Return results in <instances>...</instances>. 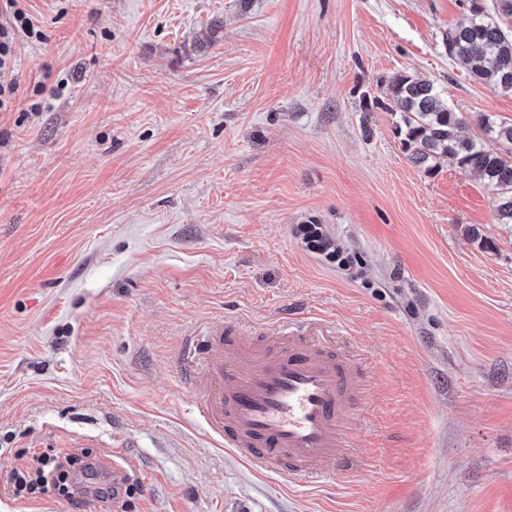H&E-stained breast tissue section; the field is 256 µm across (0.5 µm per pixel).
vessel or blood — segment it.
<instances>
[{"instance_id":"1","label":"vessel or blood","mask_w":512,"mask_h":512,"mask_svg":"<svg viewBox=\"0 0 512 512\" xmlns=\"http://www.w3.org/2000/svg\"><path fill=\"white\" fill-rule=\"evenodd\" d=\"M304 324L269 330L262 346L243 340L237 323L213 324L189 337L198 354L182 375L210 432L256 472L316 482L358 465L342 422L364 396V369L351 354L310 339ZM113 512L125 506L126 466H104Z\"/></svg>"}]
</instances>
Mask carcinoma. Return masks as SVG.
Returning a JSON list of instances; mask_svg holds the SVG:
<instances>
[{
  "instance_id": "1",
  "label": "carcinoma",
  "mask_w": 512,
  "mask_h": 512,
  "mask_svg": "<svg viewBox=\"0 0 512 512\" xmlns=\"http://www.w3.org/2000/svg\"><path fill=\"white\" fill-rule=\"evenodd\" d=\"M448 57L492 90H512V33L485 12L481 0H469L467 13L444 35ZM389 103L374 98L366 110L395 106L400 112L407 158L431 173L444 163L476 172L491 191L497 220L512 224V122L485 113L475 116L477 139L463 138L465 119L437 100L433 83L398 73L388 81Z\"/></svg>"
}]
</instances>
